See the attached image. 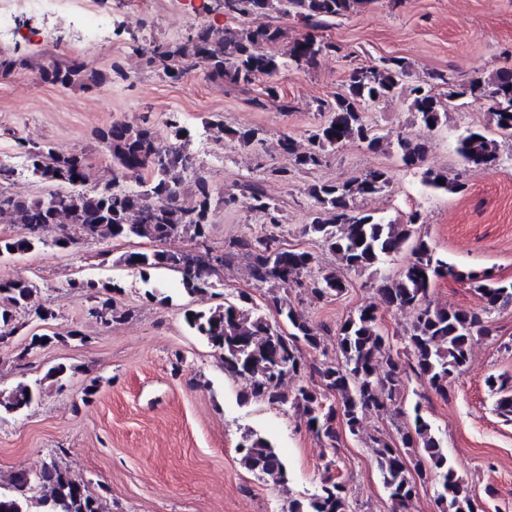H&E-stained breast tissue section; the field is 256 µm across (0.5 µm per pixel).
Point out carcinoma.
<instances>
[{
    "mask_svg": "<svg viewBox=\"0 0 512 512\" xmlns=\"http://www.w3.org/2000/svg\"><path fill=\"white\" fill-rule=\"evenodd\" d=\"M368 3V0H224V11L245 18H266L275 12L293 16L311 30H318L345 17ZM283 37L281 28L270 23L213 31L201 28L186 40L154 44L148 49L149 60L163 73L176 79L182 74L204 67L208 75L226 86L247 89L261 76L272 77L288 67L314 70L322 55L338 50L336 44L306 34L293 41L288 58L268 53L265 47ZM43 80L62 87L79 86L90 90L123 76L117 65L103 71L86 59L54 61L39 67ZM407 65L400 58H388L377 67L355 69L343 92L320 106L326 119L316 126L303 147L290 137L280 141L281 153L289 164L273 166L270 174L287 181L296 172L321 165L329 151L348 140H358L370 151H378L388 137L374 131L365 112L382 100L409 91V109L423 126L433 131L447 122L450 99L466 94L486 100L494 116L495 128L512 136V116L499 105L512 101V73L498 74L486 80L471 79L461 92L435 93L433 87H403ZM171 138L161 139L148 123L132 125L114 122L98 133L112 156L113 183L86 192L80 189L87 179L84 157L76 152H62L49 145L20 143L28 167L42 180L69 191H51L35 199L15 196L8 191L14 171L0 165V221L19 224L21 237L0 238V258L21 255L47 245L43 230L62 224L61 235L53 245L69 244L84 238H147L164 243L184 234L206 239L212 226L214 189L201 173L188 175L190 157L186 154L185 128L177 118L169 121ZM225 134L241 147L261 142L256 129H227ZM396 152L406 168H418L427 153L424 142L396 134ZM456 152L469 165L490 166L497 161L489 132L468 128L457 138ZM152 177L142 192L118 189V182L143 173ZM191 177L195 203L190 208L180 202L181 186ZM443 183H437V180ZM424 186L434 191L460 193L464 184L448 181L445 172L426 168ZM391 184L388 170L368 169L344 181L315 183L306 194L313 201L311 220L305 234L341 260L349 271L362 272L379 265L386 258L409 250L408 262L394 278H385L377 288L379 302L387 308L411 309L415 313L411 327L404 333L403 352H392L389 339L379 330L378 307H362L341 323L336 332V356L329 362L308 365L303 348L319 350L322 333L290 300L271 296L272 305L286 327L271 324L254 312L252 297L241 292L235 298L208 309H187L184 321L219 352L224 372L243 376L249 388L246 401H263L272 406L287 404L306 418L308 429L326 446L336 448L337 426L352 435L362 428L369 410L401 412L396 401L405 384L416 375L425 379L438 395L448 397L451 378L462 374L468 363L474 338L489 333V316L497 308L512 305V283L493 280L487 272L469 271V281L476 284L482 306L477 309L448 308L430 299L432 286L440 279L455 280L461 269L438 256L426 236L417 234L418 213L407 223L398 224L357 208L356 200L383 192ZM252 212L280 223L278 206L264 192L262 180L252 179L243 185ZM242 254L249 260L250 276L259 286L274 290L292 285L320 299L341 294L347 285L336 272L312 275L315 255L307 250H283L273 232L241 237L225 244L222 252L206 249L193 263L183 261L180 250H157L150 254L130 252L120 263L140 272L144 284L150 283V271L166 269L182 275V286L189 295L206 293L216 287L224 266L231 257ZM70 286L83 293L90 302L89 314L102 324L111 323L117 314L114 295L124 293L117 281L103 283L78 279ZM35 286L28 280H0V337L12 336L19 329L17 315L28 312ZM406 359H401L400 354ZM317 375L311 385H299L288 393L284 382L306 370ZM491 388L503 395L498 401L501 414H512V396L493 376L487 378ZM39 389L18 385L0 400V413H16L28 407ZM401 444L413 451V468H408L404 454L382 439L374 440L375 459L382 484L392 500L393 512L415 494L416 482L435 476L440 483L437 500L440 512H485L482 502L448 462V455L432 431L430 423L414 406L410 425L400 432ZM238 452L244 466L255 473L282 483L287 467L272 443L248 431L241 435ZM103 512L102 502L90 492L86 483L52 460L36 473L15 474L10 486L0 490V512ZM287 512H350L343 483L329 476L317 491L303 501L293 500Z\"/></svg>",
    "mask_w": 512,
    "mask_h": 512,
    "instance_id": "1",
    "label": "carcinoma"
}]
</instances>
